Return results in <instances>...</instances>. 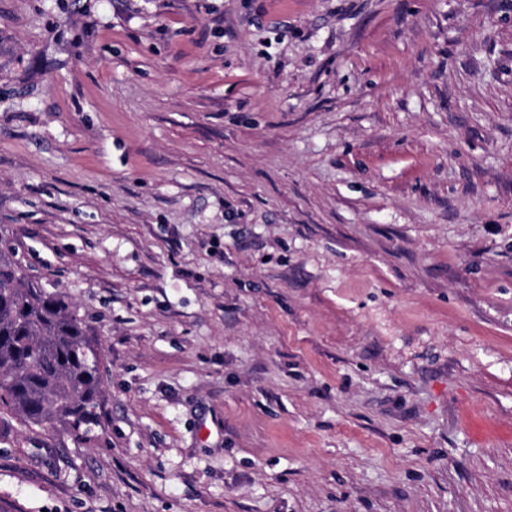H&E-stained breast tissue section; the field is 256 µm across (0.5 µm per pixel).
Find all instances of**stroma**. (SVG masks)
<instances>
[{
    "label": "stroma",
    "instance_id": "1",
    "mask_svg": "<svg viewBox=\"0 0 512 512\" xmlns=\"http://www.w3.org/2000/svg\"><path fill=\"white\" fill-rule=\"evenodd\" d=\"M0 225L105 368L0 512H512V0H0Z\"/></svg>",
    "mask_w": 512,
    "mask_h": 512
}]
</instances>
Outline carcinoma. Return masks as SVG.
Masks as SVG:
<instances>
[{
  "label": "carcinoma",
  "instance_id": "1",
  "mask_svg": "<svg viewBox=\"0 0 512 512\" xmlns=\"http://www.w3.org/2000/svg\"><path fill=\"white\" fill-rule=\"evenodd\" d=\"M102 348L60 291L0 247V412L87 431L101 397Z\"/></svg>",
  "mask_w": 512,
  "mask_h": 512
}]
</instances>
